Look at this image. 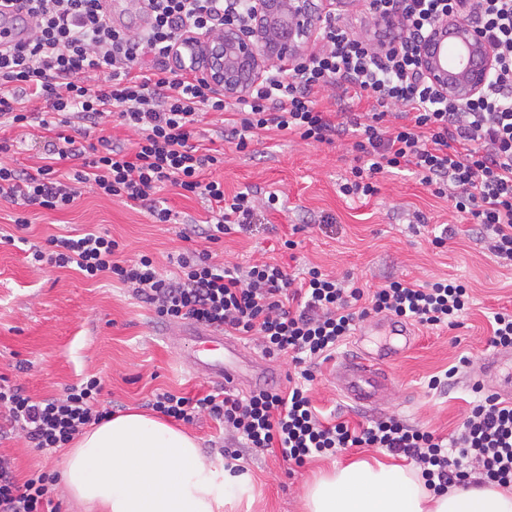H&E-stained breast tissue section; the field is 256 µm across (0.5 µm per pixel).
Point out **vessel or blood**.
<instances>
[{
  "mask_svg": "<svg viewBox=\"0 0 512 512\" xmlns=\"http://www.w3.org/2000/svg\"><path fill=\"white\" fill-rule=\"evenodd\" d=\"M206 343L223 347V356L203 354L198 363L210 378L223 383L225 387L236 389H262L274 379L273 374L264 368L245 373L246 354L242 347L223 333L207 334ZM396 349H386L383 354L374 356L364 351L342 358L336 368V383L347 401L360 408L377 407L382 395L389 389L391 379L384 365L385 360L395 357Z\"/></svg>",
  "mask_w": 512,
  "mask_h": 512,
  "instance_id": "obj_1",
  "label": "vessel or blood"
}]
</instances>
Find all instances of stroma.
I'll list each match as a JSON object with an SVG mask.
<instances>
[{"mask_svg": "<svg viewBox=\"0 0 512 512\" xmlns=\"http://www.w3.org/2000/svg\"><path fill=\"white\" fill-rule=\"evenodd\" d=\"M350 136L333 144H311L278 135L240 152L234 143L216 141L224 162L216 174L224 192L233 195L252 188L277 192L282 207L267 213L249 233H231L209 244L195 239V248L210 249L217 262L248 266L260 261L299 263L348 277L361 288H374L392 277L424 283L448 277L464 283L472 305L456 328L416 327L414 343L388 366L393 384L378 408L409 423L450 435L462 421L473 380L498 389L504 375H484L490 354L489 323L493 313L512 310V264L484 250L468 232L471 225L448 199L433 195L411 172L380 177L378 192L367 200L344 196L340 186L355 165ZM425 225L414 229L413 215ZM14 212L0 203V235L45 240L60 229L94 228L123 244L126 255H152L162 270H173L172 259L186 248L176 224L151 223L138 207L83 189L75 206L64 211L38 210L28 229H17ZM449 224L455 235L444 246L434 235ZM294 239L295 250L283 246ZM197 325L159 321L151 307L132 289L110 278L93 282L76 271L31 263L16 246L0 242V376L21 385L34 397L58 396L89 376L104 384L103 399L113 411L143 408L155 389L196 393L216 383L195 363ZM357 344L348 337L322 364L309 385L313 404L323 415L356 424L370 412L351 406L336 389V364ZM473 362L450 388L428 389L432 376L443 374L460 357ZM187 431L208 459L217 461L222 449L236 450L253 480V497L239 512H304L306 483L319 469L356 457H384L378 448H350L335 457H321L286 474L275 455L240 448L222 427L200 415ZM0 454L10 457L18 478L42 469L61 473L63 452L43 454L30 448L22 432L0 442Z\"/></svg>", "mask_w": 512, "mask_h": 512, "instance_id": "35a3bbf8", "label": "stroma"}]
</instances>
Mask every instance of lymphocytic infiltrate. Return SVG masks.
<instances>
[{
  "label": "lymphocytic infiltrate",
  "mask_w": 512,
  "mask_h": 512,
  "mask_svg": "<svg viewBox=\"0 0 512 512\" xmlns=\"http://www.w3.org/2000/svg\"><path fill=\"white\" fill-rule=\"evenodd\" d=\"M468 3L369 0L371 16L392 18L396 37L381 46L329 23L309 60L274 70L229 103L204 78L168 62L187 35L245 24L252 0H140L149 24L137 33L113 25L105 0H0V17L20 23L23 32L17 43L0 47V126L34 129L43 142L36 171L0 162V202L15 208L14 222L25 229L30 209L71 208L79 186L87 185L140 206L152 223L172 224L177 214L161 196L172 187L206 204L203 221L184 227L181 239L215 243L250 231L279 198L262 199L253 190L225 195L214 175L224 155L200 129L212 113L223 116L240 151L273 133L330 144L353 132L360 163L341 185L344 195H375L376 175L413 170L433 194L472 217L477 241L512 262V0H479L475 25L494 47L497 69L466 110L418 76V41L441 17L467 13ZM336 86L372 101L373 111L335 123L315 95ZM391 104L401 112L390 125L383 109ZM112 119L134 139L121 144L101 135L89 143L91 131ZM29 249L35 261L86 279H118L161 319L259 337L266 354L290 357L297 371L288 390L245 398L225 390L158 391L148 406L161 416L190 424L207 414L243 447L299 467L346 448H382L413 461L436 494L475 481L512 486V401L481 383L473 384L476 398L448 441L394 416L356 427L326 423L308 395L319 361L369 315L459 326L470 305L461 283L392 279L367 292L316 267L298 276L279 262L226 267L206 249L179 254L175 271L165 275L152 257H123L119 243L97 231L52 235ZM102 390L93 376L64 396L35 399L0 377V438L23 432L45 454L67 447L111 416ZM55 482L44 472L18 479L10 458L0 455V512H58Z\"/></svg>",
  "instance_id": "lymphocytic-infiltrate-1"
}]
</instances>
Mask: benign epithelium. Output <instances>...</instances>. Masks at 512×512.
<instances>
[{
    "label": "benign epithelium",
    "instance_id": "benign-epithelium-1",
    "mask_svg": "<svg viewBox=\"0 0 512 512\" xmlns=\"http://www.w3.org/2000/svg\"><path fill=\"white\" fill-rule=\"evenodd\" d=\"M348 2L255 0L246 24L226 25L217 36L192 34L179 44V63L234 101L264 72L306 60L324 23ZM417 51L422 78L461 108L484 92L496 69L494 49L465 16L450 14L433 24Z\"/></svg>",
    "mask_w": 512,
    "mask_h": 512
}]
</instances>
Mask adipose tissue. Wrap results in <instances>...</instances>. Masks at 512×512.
<instances>
[{
	"mask_svg": "<svg viewBox=\"0 0 512 512\" xmlns=\"http://www.w3.org/2000/svg\"><path fill=\"white\" fill-rule=\"evenodd\" d=\"M62 481L85 512H226L250 496L248 475L204 458L185 431L136 410L86 430L65 454ZM307 512H512V487L430 493L412 469L357 458L316 478Z\"/></svg>",
	"mask_w": 512,
	"mask_h": 512,
	"instance_id": "1",
	"label": "adipose tissue"
}]
</instances>
